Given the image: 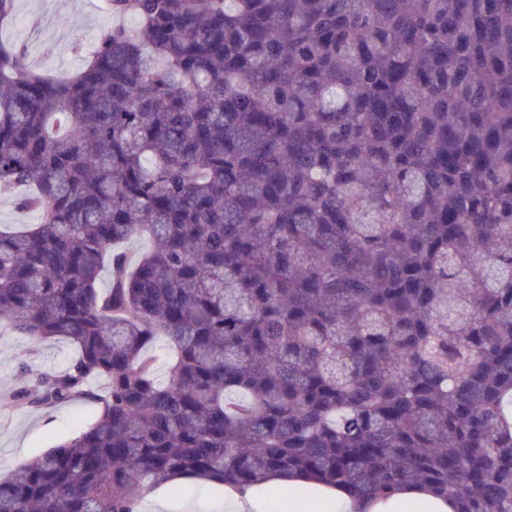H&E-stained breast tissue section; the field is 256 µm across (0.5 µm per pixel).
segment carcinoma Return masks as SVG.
<instances>
[{
	"mask_svg": "<svg viewBox=\"0 0 512 512\" xmlns=\"http://www.w3.org/2000/svg\"><path fill=\"white\" fill-rule=\"evenodd\" d=\"M106 2L71 76L0 41V194L40 216L0 225V321L77 350L0 412L103 386L0 512L272 473L512 512V0Z\"/></svg>",
	"mask_w": 512,
	"mask_h": 512,
	"instance_id": "cac0c4a2",
	"label": "carcinoma"
}]
</instances>
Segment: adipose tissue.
Segmentation results:
<instances>
[{
    "mask_svg": "<svg viewBox=\"0 0 512 512\" xmlns=\"http://www.w3.org/2000/svg\"><path fill=\"white\" fill-rule=\"evenodd\" d=\"M285 481V476L273 475L256 485L236 491L225 490L226 512H267L268 489ZM313 490L322 499V512H404L405 506L417 499L429 501L430 512H456L457 510L454 500L432 495L427 490L414 486L403 488L387 501H372L365 504L338 488L330 489L317 484L314 485Z\"/></svg>",
    "mask_w": 512,
    "mask_h": 512,
    "instance_id": "adipose-tissue-1",
    "label": "adipose tissue"
}]
</instances>
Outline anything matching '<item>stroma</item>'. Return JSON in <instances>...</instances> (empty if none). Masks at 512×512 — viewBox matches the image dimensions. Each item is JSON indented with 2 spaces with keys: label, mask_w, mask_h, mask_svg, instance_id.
Wrapping results in <instances>:
<instances>
[{
  "label": "stroma",
  "mask_w": 512,
  "mask_h": 512,
  "mask_svg": "<svg viewBox=\"0 0 512 512\" xmlns=\"http://www.w3.org/2000/svg\"><path fill=\"white\" fill-rule=\"evenodd\" d=\"M107 24L104 0H17L16 19L0 40L24 48L41 73L62 77L78 71ZM77 354L67 341L42 343L0 327V391L20 386L21 363L57 371ZM95 401L49 409L21 408L0 416V478L18 465L76 437L98 417ZM158 512H225L224 489L192 478L158 487Z\"/></svg>",
  "instance_id": "35a3bbf8"
}]
</instances>
